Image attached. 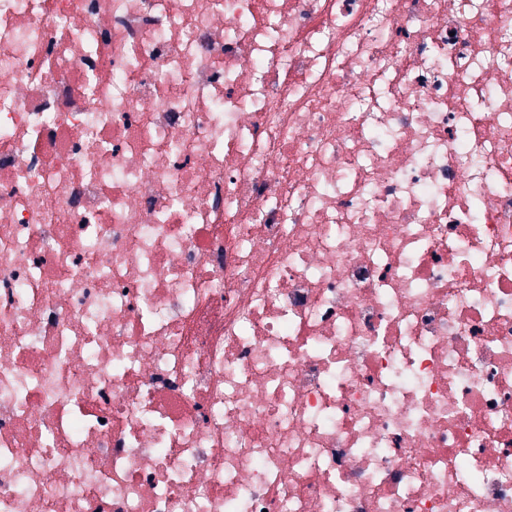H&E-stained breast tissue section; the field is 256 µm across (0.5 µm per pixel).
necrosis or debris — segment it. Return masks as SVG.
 I'll use <instances>...</instances> for the list:
<instances>
[{"instance_id":"obj_1","label":"necrosis or debris","mask_w":512,"mask_h":512,"mask_svg":"<svg viewBox=\"0 0 512 512\" xmlns=\"http://www.w3.org/2000/svg\"><path fill=\"white\" fill-rule=\"evenodd\" d=\"M0 512H512V0H0Z\"/></svg>"}]
</instances>
